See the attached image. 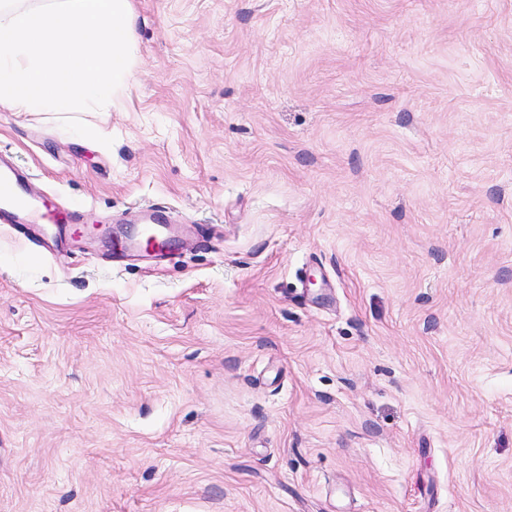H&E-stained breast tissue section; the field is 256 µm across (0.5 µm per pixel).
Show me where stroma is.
I'll return each mask as SVG.
<instances>
[{
  "label": "stroma",
  "mask_w": 512,
  "mask_h": 512,
  "mask_svg": "<svg viewBox=\"0 0 512 512\" xmlns=\"http://www.w3.org/2000/svg\"><path fill=\"white\" fill-rule=\"evenodd\" d=\"M134 5L111 146L0 112V512H512V0ZM17 212L26 213L32 222L44 218L38 203L24 192L17 177L0 160V221L13 218Z\"/></svg>",
  "instance_id": "stroma-1"
}]
</instances>
